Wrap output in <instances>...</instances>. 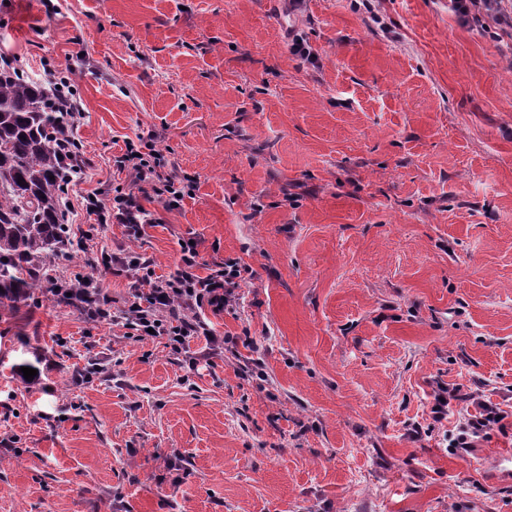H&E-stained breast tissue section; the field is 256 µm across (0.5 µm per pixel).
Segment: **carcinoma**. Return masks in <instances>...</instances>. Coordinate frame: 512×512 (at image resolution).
I'll list each match as a JSON object with an SVG mask.
<instances>
[{
  "label": "carcinoma",
  "instance_id": "carcinoma-1",
  "mask_svg": "<svg viewBox=\"0 0 512 512\" xmlns=\"http://www.w3.org/2000/svg\"><path fill=\"white\" fill-rule=\"evenodd\" d=\"M64 132L46 86L0 68V307L12 315L54 281L51 258L68 256L55 143Z\"/></svg>",
  "mask_w": 512,
  "mask_h": 512
}]
</instances>
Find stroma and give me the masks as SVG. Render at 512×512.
<instances>
[{
	"label": "stroma",
	"mask_w": 512,
	"mask_h": 512,
	"mask_svg": "<svg viewBox=\"0 0 512 512\" xmlns=\"http://www.w3.org/2000/svg\"><path fill=\"white\" fill-rule=\"evenodd\" d=\"M52 2L0 0V55L85 104L58 276L116 310L107 255L166 276L194 239L203 267L252 268L209 319L258 345L192 370L204 341L176 353L44 292L0 321V512H512V28L448 0H378L375 21L361 0ZM148 132L193 197L150 203L141 240L83 238L85 197L126 183L112 160ZM438 382L506 431L449 454Z\"/></svg>",
	"instance_id": "obj_1"
}]
</instances>
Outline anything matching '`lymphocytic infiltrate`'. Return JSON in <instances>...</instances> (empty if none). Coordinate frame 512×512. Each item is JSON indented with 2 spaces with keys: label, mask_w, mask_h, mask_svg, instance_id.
Listing matches in <instances>:
<instances>
[{
  "label": "lymphocytic infiltrate",
  "mask_w": 512,
  "mask_h": 512,
  "mask_svg": "<svg viewBox=\"0 0 512 512\" xmlns=\"http://www.w3.org/2000/svg\"><path fill=\"white\" fill-rule=\"evenodd\" d=\"M54 102L66 118L69 133L57 145L66 163L64 175L88 171L91 163L74 132L84 117V103L71 90L53 89ZM117 167L130 178L129 185L113 187L108 199L86 200L85 208L94 214L99 224L123 226L131 240L142 239L149 224L155 223L153 212L145 203L154 200L165 210L178 209L183 198L192 196L195 180L186 175L169 172V162L156 149L153 138L127 139L125 151L116 157ZM179 258L169 278L156 277L152 257L141 252L113 256L112 273L130 278V297L122 309L109 312L101 288L85 295L87 304L100 309L101 318L128 330L130 336L145 339L149 333L167 337L174 352H182L188 339L204 337L210 351L220 352L236 346V337L216 335L204 314L235 312L239 291L253 278V271L238 259L228 258L215 265L208 275H199V252L188 240L178 242ZM459 407L458 434L448 444L450 453L457 454L475 446L489 430L501 426L505 414L497 405L483 399L476 391L465 392L437 384L432 391L429 415L439 423L448 417L450 407Z\"/></svg>",
  "instance_id": "obj_1"
}]
</instances>
